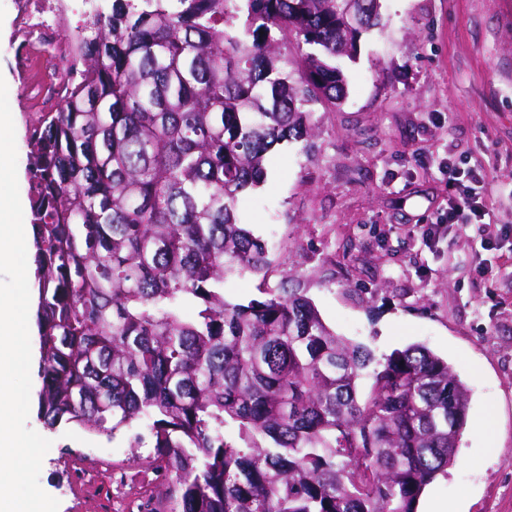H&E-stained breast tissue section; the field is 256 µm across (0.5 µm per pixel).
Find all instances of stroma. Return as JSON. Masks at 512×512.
<instances>
[{"mask_svg":"<svg viewBox=\"0 0 512 512\" xmlns=\"http://www.w3.org/2000/svg\"><path fill=\"white\" fill-rule=\"evenodd\" d=\"M16 0H0V77L16 134L19 194L31 196L27 138L60 100L16 63ZM348 96L314 105V137L271 150L239 217L269 246L267 277L233 276L224 297L260 284L305 289L337 335L375 358L421 343L472 390L457 461L429 494L452 512H512V0H382L380 24L341 59ZM446 156L484 167L494 214L465 231L440 224ZM493 420L498 450L478 429ZM28 425L52 445L39 482L58 512H147L165 489L147 449L71 426ZM111 447L101 463L97 449Z\"/></svg>","mask_w":512,"mask_h":512,"instance_id":"stroma-1","label":"stroma"}]
</instances>
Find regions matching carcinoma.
<instances>
[{
  "instance_id": "carcinoma-1",
  "label": "carcinoma",
  "mask_w": 512,
  "mask_h": 512,
  "mask_svg": "<svg viewBox=\"0 0 512 512\" xmlns=\"http://www.w3.org/2000/svg\"><path fill=\"white\" fill-rule=\"evenodd\" d=\"M339 5L102 0L30 127L38 417L150 442L167 512H416L456 462L471 389L448 361L376 362L302 288L224 298L271 266L238 216L266 155L347 95ZM261 283L263 284L262 276L246 274L230 277L224 283V298L231 303L246 304L249 300L261 296L256 289Z\"/></svg>"
}]
</instances>
